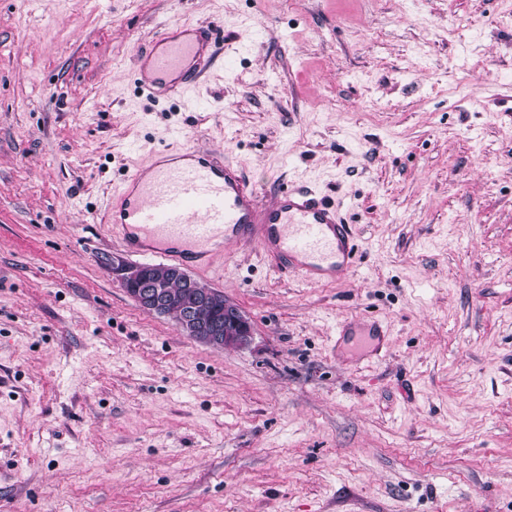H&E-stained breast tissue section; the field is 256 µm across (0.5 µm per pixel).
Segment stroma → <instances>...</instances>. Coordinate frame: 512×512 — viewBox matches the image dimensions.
Wrapping results in <instances>:
<instances>
[{"label": "stroma", "instance_id": "obj_1", "mask_svg": "<svg viewBox=\"0 0 512 512\" xmlns=\"http://www.w3.org/2000/svg\"><path fill=\"white\" fill-rule=\"evenodd\" d=\"M185 22L224 59L153 101L137 56ZM511 94L512 0H0V512H512ZM139 146L321 187L353 276L217 259L240 350L146 314L103 263ZM336 344L344 341L346 336H366V348L361 360H373L384 357L389 350V340L382 325L377 321L353 320L338 324Z\"/></svg>", "mask_w": 512, "mask_h": 512}]
</instances>
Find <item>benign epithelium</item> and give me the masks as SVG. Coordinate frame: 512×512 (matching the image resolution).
I'll use <instances>...</instances> for the list:
<instances>
[{"label": "benign epithelium", "mask_w": 512, "mask_h": 512, "mask_svg": "<svg viewBox=\"0 0 512 512\" xmlns=\"http://www.w3.org/2000/svg\"><path fill=\"white\" fill-rule=\"evenodd\" d=\"M114 278L149 315L176 319L182 332L213 348L244 349L253 341V327L242 311L220 301L216 290L178 266L131 264L119 255L105 259Z\"/></svg>", "instance_id": "benign-epithelium-1"}]
</instances>
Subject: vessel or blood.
Listing matches in <instances>:
<instances>
[{
	"label": "vessel or blood",
	"mask_w": 512,
	"mask_h": 512,
	"mask_svg": "<svg viewBox=\"0 0 512 512\" xmlns=\"http://www.w3.org/2000/svg\"><path fill=\"white\" fill-rule=\"evenodd\" d=\"M219 31L187 23L164 31L138 59V85L153 100L179 99L194 89L217 57ZM107 223L124 249L203 273L216 256L252 244L272 267L308 284L347 280L357 244L339 203L304 184L262 202L257 183L211 150L151 151L113 195ZM338 338L362 336L361 357H384L389 340L377 321L338 324Z\"/></svg>",
	"instance_id": "vessel-or-blood-1"
}]
</instances>
